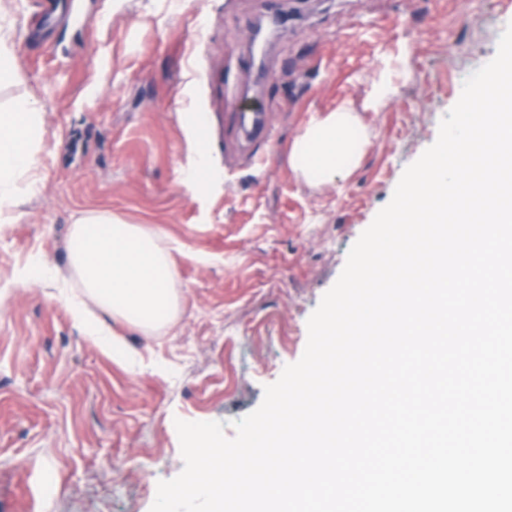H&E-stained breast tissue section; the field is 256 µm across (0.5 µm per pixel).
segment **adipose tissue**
<instances>
[{
	"label": "adipose tissue",
	"mask_w": 512,
	"mask_h": 512,
	"mask_svg": "<svg viewBox=\"0 0 512 512\" xmlns=\"http://www.w3.org/2000/svg\"><path fill=\"white\" fill-rule=\"evenodd\" d=\"M38 131V114L28 102L17 101L0 112V199L30 170ZM367 143L357 114L341 109L308 123L291 144L290 163L298 175L330 183L357 164Z\"/></svg>",
	"instance_id": "ef3b65f1"
}]
</instances>
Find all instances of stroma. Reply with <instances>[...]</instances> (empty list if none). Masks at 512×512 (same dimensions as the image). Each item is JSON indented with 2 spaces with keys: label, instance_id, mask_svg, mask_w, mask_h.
<instances>
[{
  "label": "stroma",
  "instance_id": "1",
  "mask_svg": "<svg viewBox=\"0 0 512 512\" xmlns=\"http://www.w3.org/2000/svg\"><path fill=\"white\" fill-rule=\"evenodd\" d=\"M37 2L0 0L17 64L0 108L26 99L40 114L33 165L0 203V512H150L158 482L184 466L176 420L234 436L233 420L301 358L350 248L434 144L466 77L495 57L512 11L81 0L78 21L44 41ZM252 104L268 128L247 143ZM340 108L369 143L335 184L307 183L290 145ZM88 210L158 232L176 270L168 327L105 317L122 357L72 312L68 237Z\"/></svg>",
  "mask_w": 512,
  "mask_h": 512
}]
</instances>
